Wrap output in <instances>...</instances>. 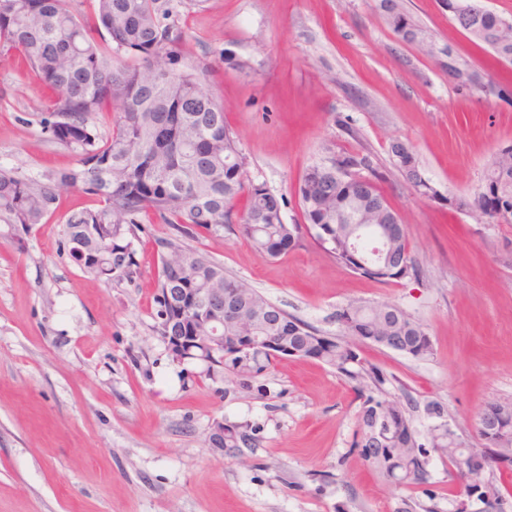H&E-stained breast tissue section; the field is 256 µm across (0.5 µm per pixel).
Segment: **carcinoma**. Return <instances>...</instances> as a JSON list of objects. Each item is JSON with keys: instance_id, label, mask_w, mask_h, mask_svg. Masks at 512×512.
<instances>
[{"instance_id": "obj_1", "label": "carcinoma", "mask_w": 512, "mask_h": 512, "mask_svg": "<svg viewBox=\"0 0 512 512\" xmlns=\"http://www.w3.org/2000/svg\"><path fill=\"white\" fill-rule=\"evenodd\" d=\"M184 0H89V11L73 12L67 0H0V54L18 57L23 69L51 91L38 116L45 138L67 150L72 167L42 175L0 163V224L29 230L55 213L59 193L76 188L98 198V205L71 213L64 221L68 254L84 273L104 281L132 279L139 273L133 240L144 232L142 218L154 216L170 225L158 240L155 335L164 326L182 324V314L165 307L167 288H222L224 298L252 318L276 308L247 282L224 272L207 253L189 245L197 236L239 233L260 251L278 258L311 236L354 274L387 284L417 275L405 225L377 186L384 171L370 153L345 151L332 163L311 165L296 188L304 223L288 224L283 198L265 183L248 178L247 156L224 121V110L205 87L208 68L184 64L185 32L179 25ZM451 18L475 46L487 50L495 63L512 64V16L486 8L481 0H443ZM387 26L406 38L424 32L398 0H380ZM438 60L442 72L465 87L472 82L466 68L448 49ZM134 60L120 63L121 58ZM393 165L428 198L437 190L421 178L414 153L403 142L391 145ZM484 176L485 184L456 206L466 208L477 224L495 219L488 208L504 203L512 208V147L497 154ZM371 214V229L385 240L391 258L403 262L397 271L382 261H370L349 251L355 235L353 219ZM278 309V308H276ZM280 323L269 335L285 337L288 356L314 360L336 370L352 383L361 400L359 429L352 447L388 483L414 488L430 483V456H460L465 444L448 442L438 427H448V409L428 400L423 411L430 420L428 441H422L410 413L386 396L387 378L376 366L364 365L358 332L378 339L407 340L427 335L425 326L395 304L348 303L333 315L343 335H331L283 309ZM224 352L234 353L236 336L251 335V324L224 325ZM271 355L213 360L240 377L255 379L270 367ZM390 420L394 432L413 434L404 455L403 475L385 452H369L377 418ZM247 429L224 426V447L252 443ZM485 478L468 480L465 491L487 508Z\"/></svg>"}]
</instances>
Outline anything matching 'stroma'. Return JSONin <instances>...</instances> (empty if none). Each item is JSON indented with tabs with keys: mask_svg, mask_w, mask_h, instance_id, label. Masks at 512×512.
Returning a JSON list of instances; mask_svg holds the SVG:
<instances>
[{
	"mask_svg": "<svg viewBox=\"0 0 512 512\" xmlns=\"http://www.w3.org/2000/svg\"><path fill=\"white\" fill-rule=\"evenodd\" d=\"M402 3L475 73L474 85L458 87L395 35L379 0H187L180 24L189 63L211 68L207 86L249 176L285 197L286 223L303 221L295 188L310 165L371 152L417 275L362 279L310 237L276 259L239 235H203L196 246L329 333L350 301L405 309L426 326L433 357L376 345L361 357L384 372L389 397L443 401L450 428L478 448L479 412L512 402V223H474L448 201L481 185L492 155L512 144V91L490 93L505 66L489 67L441 0ZM46 98L0 55V163L35 175L73 166L68 150L23 122ZM396 140L412 147L437 198L393 167ZM94 204L67 191L28 234L0 224V512H396L408 496L448 512L459 481L446 461L432 457L424 491L394 487L363 462L352 446L360 402L331 368L284 358L246 379L174 362L152 331L156 241L167 225L147 219L134 244L139 275L108 286L71 261L62 235L69 213ZM216 417L247 426L252 446L212 452Z\"/></svg>",
	"mask_w": 512,
	"mask_h": 512,
	"instance_id": "stroma-1",
	"label": "stroma"
}]
</instances>
